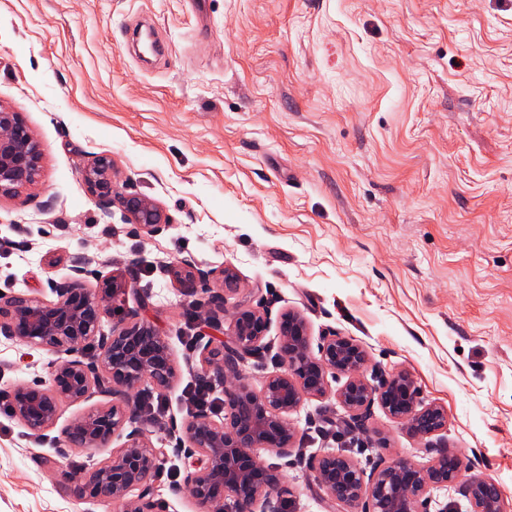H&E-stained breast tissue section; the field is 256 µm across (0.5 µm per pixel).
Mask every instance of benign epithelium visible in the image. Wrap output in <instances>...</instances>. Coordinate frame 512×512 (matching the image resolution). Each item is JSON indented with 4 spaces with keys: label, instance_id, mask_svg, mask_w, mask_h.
<instances>
[{
    "label": "benign epithelium",
    "instance_id": "1",
    "mask_svg": "<svg viewBox=\"0 0 512 512\" xmlns=\"http://www.w3.org/2000/svg\"><path fill=\"white\" fill-rule=\"evenodd\" d=\"M40 152L19 115L0 105V194L32 184L39 172ZM114 162L100 155L80 169L89 190L106 205ZM126 220L149 236L160 234L170 218L153 199L131 192L122 196ZM182 285L193 288L210 279L212 271L194 262L180 261ZM74 276L51 284L56 300L44 302L35 296L0 294V334L57 356L47 378L19 385L9 394L14 415L39 437L57 421L61 405L81 403L100 395L112 398L107 408L93 409L74 418L64 436L84 448H106L130 425L124 443L89 470L59 468L62 481L80 500H112L124 512H161L154 499V482L161 467L160 452L143 437L138 423L143 419V396L148 388L163 391L178 378L168 340L135 311L112 320L107 333L99 331L103 302H122L125 284L111 276L101 293L79 285L84 262L72 265ZM204 324L219 329L229 298L213 293ZM228 326L230 344L216 346L214 338L198 335L193 352L201 361L199 378L224 398V417L216 420L206 408L191 411L179 430L178 451L191 458L183 482L172 486L176 495L189 494L198 512H285L288 488L278 467L256 459L260 448L288 454L296 435L288 413L305 398H323L328 393L327 375L336 371L348 376L337 393L346 409L358 412L379 401L393 418L414 435L426 436L446 424L444 410L422 407L412 377L397 373L380 386L362 376L365 353L353 340L327 336L312 350L308 328L297 313L283 315L279 325L282 370L266 377L261 389L245 381L240 364L258 358L264 348L267 320L255 309L236 306ZM97 346V356L85 361L77 354L85 345ZM312 481L330 499L353 506L362 499L369 512H428L427 492L433 487L459 484V473L448 472V454L441 453L423 471L407 462L383 466L370 479L344 454L329 452L311 462ZM459 492L471 512H505L499 486L493 481L459 484Z\"/></svg>",
    "mask_w": 512,
    "mask_h": 512
}]
</instances>
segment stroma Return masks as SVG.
<instances>
[{
  "mask_svg": "<svg viewBox=\"0 0 512 512\" xmlns=\"http://www.w3.org/2000/svg\"><path fill=\"white\" fill-rule=\"evenodd\" d=\"M0 0V105L18 112L41 151L36 182L0 196V292L53 300L51 282L84 260L83 283L134 282L166 336L179 377L146 416L164 451L154 495L164 512H196L171 492L185 460L168 432L186 416L185 362L220 272L231 302L264 312L268 351L248 360L253 388L279 371L282 314L311 345L354 340L380 385L409 374L443 429L425 438L372 404L337 400L348 381L288 416L280 468L288 512L331 506L312 456L348 455L365 475L442 451L461 481L498 483L512 505V0ZM115 164L101 207L80 168ZM154 199L171 222L157 236L125 223L121 198ZM194 260L209 281L186 290L168 263ZM51 354L0 335V396L46 378ZM110 398L63 404L31 437L0 415V512H123L77 499L54 468L109 456L67 444L72 418Z\"/></svg>",
  "mask_w": 512,
  "mask_h": 512,
  "instance_id": "stroma-1",
  "label": "stroma"
}]
</instances>
